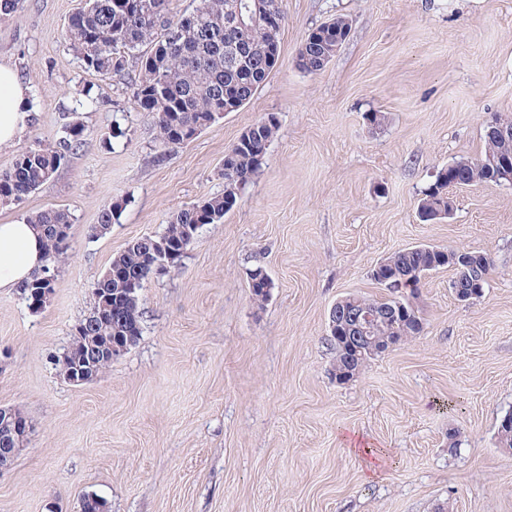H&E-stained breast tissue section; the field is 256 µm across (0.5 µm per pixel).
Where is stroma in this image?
I'll list each match as a JSON object with an SVG mask.
<instances>
[{
	"instance_id": "obj_1",
	"label": "stroma",
	"mask_w": 512,
	"mask_h": 512,
	"mask_svg": "<svg viewBox=\"0 0 512 512\" xmlns=\"http://www.w3.org/2000/svg\"><path fill=\"white\" fill-rule=\"evenodd\" d=\"M82 4L18 0L0 17V59L33 112L0 171L71 120L86 129L48 183L0 205V223L51 207L72 223L43 309L0 293V408L32 425L0 475V512H79L89 493L108 512H512V452L497 442L512 411V187H453L449 218L418 216L440 169L481 155L489 117L512 118V0H285L278 63L250 102L167 152L134 105L137 65L104 79L68 46ZM339 16L350 33L332 61L298 70L307 34ZM268 116L277 133L234 208L146 282L138 342L65 383L51 358L113 257L223 193L225 154ZM108 204L120 216L101 235ZM423 244L491 257L483 296L460 303L453 269L431 272L409 298L421 335L338 383L331 308L386 297L374 266ZM258 266L272 281L261 304ZM353 439L385 451L378 474Z\"/></svg>"
}]
</instances>
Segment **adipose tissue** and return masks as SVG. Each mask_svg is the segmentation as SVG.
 I'll list each match as a JSON object with an SVG mask.
<instances>
[{
	"label": "adipose tissue",
	"mask_w": 512,
	"mask_h": 512,
	"mask_svg": "<svg viewBox=\"0 0 512 512\" xmlns=\"http://www.w3.org/2000/svg\"><path fill=\"white\" fill-rule=\"evenodd\" d=\"M30 86L0 61V145L19 140L31 122ZM44 243L25 221L0 223V292L20 289L44 265Z\"/></svg>",
	"instance_id": "ef3b65f1"
}]
</instances>
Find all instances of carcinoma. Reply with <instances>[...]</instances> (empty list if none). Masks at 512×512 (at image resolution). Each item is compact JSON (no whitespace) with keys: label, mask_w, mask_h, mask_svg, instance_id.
<instances>
[{"label":"carcinoma","mask_w":512,"mask_h":512,"mask_svg":"<svg viewBox=\"0 0 512 512\" xmlns=\"http://www.w3.org/2000/svg\"><path fill=\"white\" fill-rule=\"evenodd\" d=\"M190 12L195 25L183 29L184 18L170 15V0H86V6L69 18L65 38L86 69L109 78L125 70L128 59L140 64L134 98L142 112L156 117L157 139L164 148L195 139L196 132L208 128L224 112V104L240 100L248 102L265 82L272 66L266 53L275 45V36L261 18L245 26H227L224 20L236 0H196ZM237 48L242 52L238 65H224V51ZM322 43H312L308 53L298 55L297 67L309 74L325 68ZM250 139L239 138L224 156V193L215 195L173 213L161 236L137 238L112 259V265L124 269L126 281L135 288L134 298H119L122 285L101 277L94 287L112 289L111 297L93 292L90 317L75 325L70 348L76 354L97 339H117L140 323L139 294L144 283L155 274L153 249L160 239L176 249L194 238V224H218L237 202L239 186L259 169L269 143L278 126L276 118H263L252 125ZM84 135L79 122L69 124L55 143L20 151L13 166L0 172V204L6 205L27 195L51 180L68 155L78 147ZM512 158V140L486 135L483 154L475 159L459 161L462 170L441 169L433 184L423 193L419 204L422 221L436 219L448 211L449 186L475 183H497V169L483 164L488 156ZM45 243V261L58 265L70 247L69 214L49 208L28 218ZM387 268L400 276H408L437 264L451 266L445 255L417 246L395 252L385 258ZM248 285L256 301L266 299L264 289L272 287L265 271L258 267L249 271ZM406 313L398 328H384L379 335L417 336L422 320L402 300ZM335 370L344 380L353 379L370 359L388 350L382 341L372 353L354 355L347 341L334 342Z\"/></svg>","instance_id":"cac0c4a2"}]
</instances>
